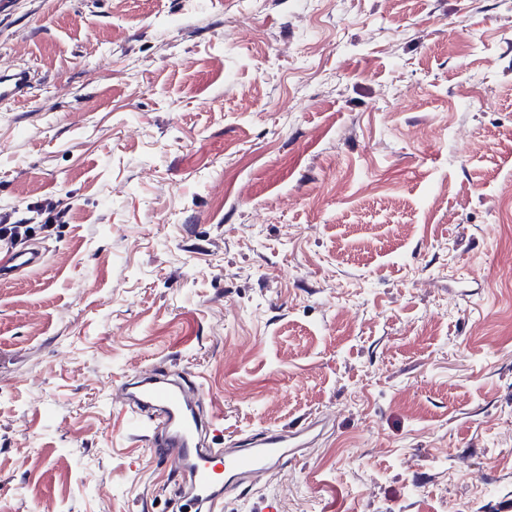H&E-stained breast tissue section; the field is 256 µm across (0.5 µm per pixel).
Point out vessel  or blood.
Masks as SVG:
<instances>
[{
	"label": "vessel or blood",
	"mask_w": 512,
	"mask_h": 512,
	"mask_svg": "<svg viewBox=\"0 0 512 512\" xmlns=\"http://www.w3.org/2000/svg\"><path fill=\"white\" fill-rule=\"evenodd\" d=\"M32 80L30 69H0V106L10 108L21 103ZM125 394L147 413L146 419L133 420L134 428H141L146 421L167 428L168 437L159 444L158 454L190 463V506L195 512H220L223 492L217 487L219 479L260 478L287 457L289 443L297 436L293 430L272 429L242 440L237 448H204L199 435L205 424L195 411L205 399L200 386L163 381L149 373L129 383Z\"/></svg>",
	"instance_id": "obj_1"
}]
</instances>
